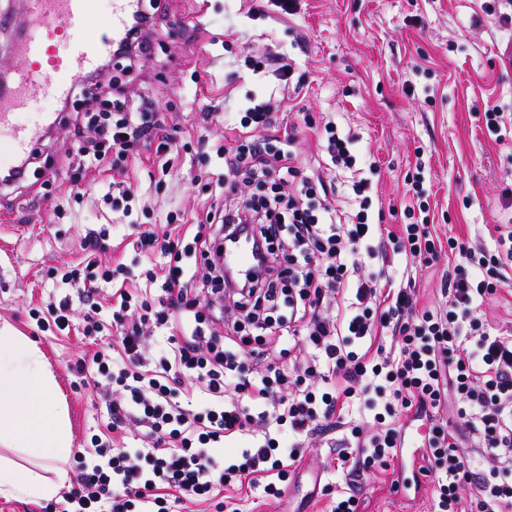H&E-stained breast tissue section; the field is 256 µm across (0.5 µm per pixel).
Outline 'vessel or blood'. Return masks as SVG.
Listing matches in <instances>:
<instances>
[{
    "label": "vessel or blood",
    "mask_w": 512,
    "mask_h": 512,
    "mask_svg": "<svg viewBox=\"0 0 512 512\" xmlns=\"http://www.w3.org/2000/svg\"><path fill=\"white\" fill-rule=\"evenodd\" d=\"M26 3L29 31L16 44L18 64L8 86L0 89V152L14 163L26 159L44 138L46 118L24 117L33 88H40L51 100H68L76 80L98 70L106 52L124 36L142 6V0H110L109 11L103 16L98 0ZM224 261L240 272H249V243L225 244Z\"/></svg>",
    "instance_id": "vessel-or-blood-1"
}]
</instances>
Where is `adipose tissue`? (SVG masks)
<instances>
[{"label":"adipose tissue","instance_id":"adipose-tissue-1","mask_svg":"<svg viewBox=\"0 0 512 512\" xmlns=\"http://www.w3.org/2000/svg\"><path fill=\"white\" fill-rule=\"evenodd\" d=\"M56 381L42 350L27 337L0 330V446L24 449L25 467L0 458V495L42 500L67 480L61 461L70 448L62 403H51Z\"/></svg>","mask_w":512,"mask_h":512}]
</instances>
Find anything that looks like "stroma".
<instances>
[{
	"instance_id": "1",
	"label": "stroma",
	"mask_w": 512,
	"mask_h": 512,
	"mask_svg": "<svg viewBox=\"0 0 512 512\" xmlns=\"http://www.w3.org/2000/svg\"><path fill=\"white\" fill-rule=\"evenodd\" d=\"M198 0H162L151 36L154 56L142 74L118 69L128 98L154 93L167 113V132L180 143L170 175L148 152L130 158L123 178L142 195L144 222L169 211L196 222L210 203L221 171L202 157L198 141L233 138L225 126L198 124L203 105L239 112L252 103L281 98L280 81L253 74L250 56L277 54L302 74L291 94V112L314 124L335 121L354 136L357 167L325 171L337 186L336 203L346 217L353 181L371 182V210L381 223L404 221L403 197L418 183L441 238L459 236L492 247L494 227L512 224V129L488 133L484 112L512 113V70L501 54L512 42V23H490L485 0H300L296 13L279 15L264 0H207L202 21ZM239 42H228L230 31ZM31 114L58 113L56 130L37 151L28 182L0 198V327L10 326L44 352L70 422L72 456L65 468L76 475V451L103 429L106 409L95 391L75 387L71 368L90 349L78 332L40 331L29 315L45 305L52 284L48 267L77 259L88 230L110 223L99 199L112 180L110 160L85 185L82 200L69 197L64 163L71 149L68 112L34 95ZM63 217H55L56 206ZM335 449L314 441L286 484L281 502L241 500L243 512H328L326 485L341 484L325 465ZM392 477L374 473L360 494L359 512H431V484L416 497L394 492Z\"/></svg>"
}]
</instances>
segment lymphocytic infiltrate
I'll return each instance as SVG.
<instances>
[{
  "label": "lymphocytic infiltrate",
  "instance_id": "obj_1",
  "mask_svg": "<svg viewBox=\"0 0 512 512\" xmlns=\"http://www.w3.org/2000/svg\"><path fill=\"white\" fill-rule=\"evenodd\" d=\"M78 81L68 124V153L81 183L112 149L123 172L136 150L169 154L160 101L127 102L120 86L98 92ZM278 105L263 101L238 113L234 142L216 148L224 170L220 202L188 232L173 215L163 231L133 221L131 184L104 195L115 224L127 225L135 262L113 259L96 273H55L68 293L37 311L39 327L69 330L75 303L87 306L86 333L98 332V298L109 294L113 342L86 352L75 372L105 400V431L79 455L76 484L61 495L68 512H183L217 489L278 499L290 467L315 435H336L344 485L331 512H357L373 471H384L405 441L407 420L422 422L423 452L393 489H417L434 478L433 512H458L469 489L471 512H512V332L479 315L512 272V225L496 228L493 250L431 230L428 203L413 191L405 223H373L366 180L354 182L352 221L330 199L336 187L294 165L301 128L281 133ZM263 130L251 135L252 126ZM95 142L85 146V131ZM314 134L327 166L354 169L353 137L333 122ZM293 186L282 194V186ZM242 235L261 247L251 272L229 278L224 242ZM458 254L448 270L444 303L419 307L416 277L442 250ZM232 297L238 317L221 305ZM158 350L145 356L144 326ZM456 406V426L444 418ZM235 443L226 461L220 449ZM480 450L472 469L462 443Z\"/></svg>",
  "mask_w": 512,
  "mask_h": 512
}]
</instances>
